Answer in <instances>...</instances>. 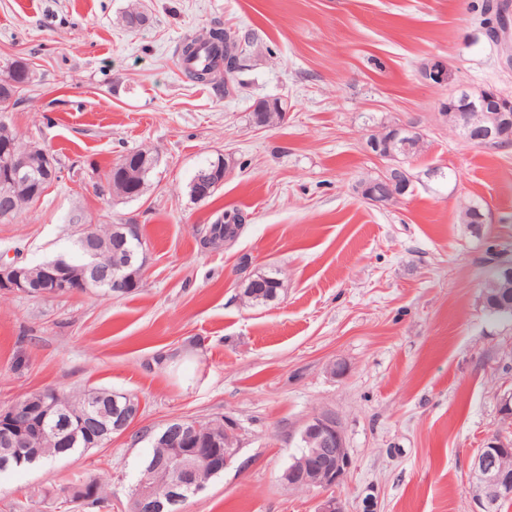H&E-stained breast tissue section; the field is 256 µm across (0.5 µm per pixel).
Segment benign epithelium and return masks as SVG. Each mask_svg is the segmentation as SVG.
Here are the masks:
<instances>
[{"mask_svg":"<svg viewBox=\"0 0 512 512\" xmlns=\"http://www.w3.org/2000/svg\"><path fill=\"white\" fill-rule=\"evenodd\" d=\"M422 77L436 85L448 81V67L441 61L427 64L422 69ZM442 117L448 121L457 136L474 146H483L489 142L512 135V123L507 113L512 112V99L491 89H483L472 95L463 90L448 96L439 107ZM400 127L390 129L387 136L374 135L368 138L370 153L380 159H393L392 147L400 136ZM6 163L0 169V184L13 187L27 182L31 164L27 154L14 146L6 148ZM232 169L231 162L222 160L202 179L196 182L195 199H205L214 187L224 183V178ZM381 180L389 184V196L381 198L375 195L376 182L368 180L360 184L363 198L377 207H387L408 193L411 187L410 175L402 164H389L381 173ZM129 272L112 275V293H127L143 277L144 267L126 263ZM101 281L98 271L92 278L75 282L69 278L67 267L63 263L46 264L33 273L29 264L13 260H0V291L21 294L28 297H66L77 293L92 291ZM25 405L16 402L0 408V443L5 450L18 452L28 446L29 436L18 422L26 415ZM140 412L130 406H114L112 417L116 418L107 433H125L139 419ZM41 421L45 429L66 438L73 421L67 411L57 407L56 403H45L41 407ZM298 441L303 445L299 456L283 471L281 480L288 487L300 491H323L340 485L352 467V458L346 443L342 422L332 410L322 409L306 418L297 432ZM240 450L239 428L237 424L224 419V447L190 448L178 450L176 461H167L165 471H173L171 486L190 487L197 464L201 460L209 461L222 451L224 464H229ZM470 481L476 489V497L481 512H492V507L506 493L512 491V450L498 441L488 443L475 457Z\"/></svg>","mask_w":512,"mask_h":512,"instance_id":"1","label":"benign epithelium"}]
</instances>
